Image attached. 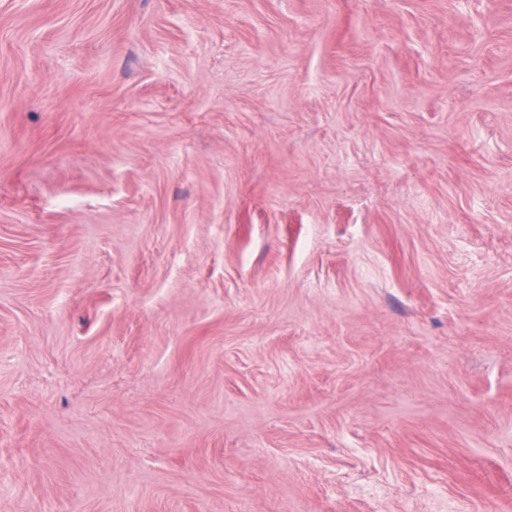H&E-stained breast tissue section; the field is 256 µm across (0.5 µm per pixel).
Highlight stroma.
<instances>
[{
    "mask_svg": "<svg viewBox=\"0 0 512 512\" xmlns=\"http://www.w3.org/2000/svg\"><path fill=\"white\" fill-rule=\"evenodd\" d=\"M0 512H512V0H0Z\"/></svg>",
    "mask_w": 512,
    "mask_h": 512,
    "instance_id": "stroma-1",
    "label": "stroma"
}]
</instances>
